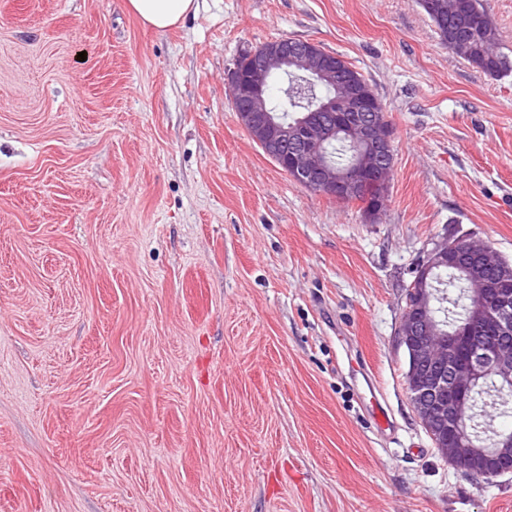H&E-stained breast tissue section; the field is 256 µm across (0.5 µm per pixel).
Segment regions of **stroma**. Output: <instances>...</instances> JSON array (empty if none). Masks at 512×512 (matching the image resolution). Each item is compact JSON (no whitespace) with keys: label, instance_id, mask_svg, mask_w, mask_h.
Listing matches in <instances>:
<instances>
[{"label":"stroma","instance_id":"1","mask_svg":"<svg viewBox=\"0 0 512 512\" xmlns=\"http://www.w3.org/2000/svg\"><path fill=\"white\" fill-rule=\"evenodd\" d=\"M286 37L384 104L378 218L241 126L236 60ZM462 234L512 261V73L418 0H198L162 32L127 0H0V512H512V474L434 447L397 343L413 268ZM367 421L377 433L391 432L393 428V417L385 399L377 392L370 401L367 408Z\"/></svg>","mask_w":512,"mask_h":512}]
</instances>
